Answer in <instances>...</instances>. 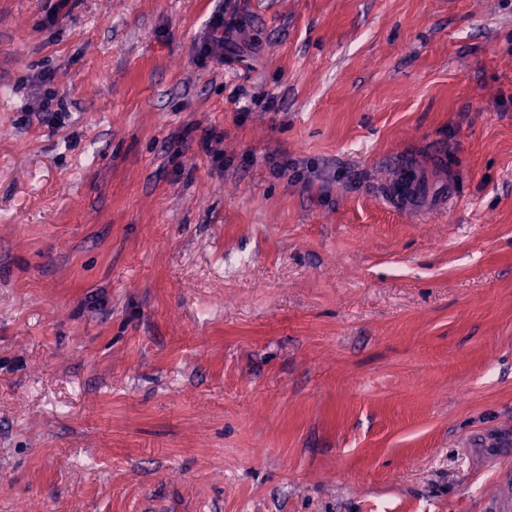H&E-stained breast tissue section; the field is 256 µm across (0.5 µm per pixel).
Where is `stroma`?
<instances>
[{
	"label": "stroma",
	"mask_w": 512,
	"mask_h": 512,
	"mask_svg": "<svg viewBox=\"0 0 512 512\" xmlns=\"http://www.w3.org/2000/svg\"><path fill=\"white\" fill-rule=\"evenodd\" d=\"M24 507L512 508V0H0ZM210 36L199 51V60L207 58L224 61V16L217 14L209 22Z\"/></svg>",
	"instance_id": "35a3bbf8"
}]
</instances>
